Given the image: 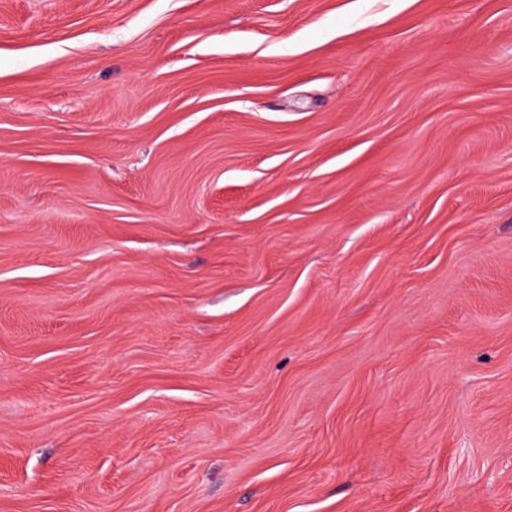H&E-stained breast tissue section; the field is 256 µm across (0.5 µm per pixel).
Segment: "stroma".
Listing matches in <instances>:
<instances>
[{
    "label": "stroma",
    "instance_id": "1",
    "mask_svg": "<svg viewBox=\"0 0 512 512\" xmlns=\"http://www.w3.org/2000/svg\"><path fill=\"white\" fill-rule=\"evenodd\" d=\"M0 512H512V0H0Z\"/></svg>",
    "mask_w": 512,
    "mask_h": 512
}]
</instances>
